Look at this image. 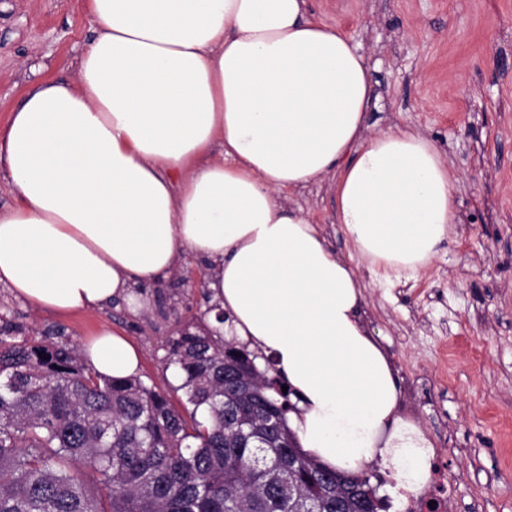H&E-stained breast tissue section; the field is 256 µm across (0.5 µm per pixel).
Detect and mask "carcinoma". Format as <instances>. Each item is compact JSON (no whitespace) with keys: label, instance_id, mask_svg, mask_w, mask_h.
Masks as SVG:
<instances>
[{"label":"carcinoma","instance_id":"carcinoma-1","mask_svg":"<svg viewBox=\"0 0 512 512\" xmlns=\"http://www.w3.org/2000/svg\"><path fill=\"white\" fill-rule=\"evenodd\" d=\"M21 333L0 316V512H384L369 476L303 453L285 382L207 325L166 341L181 411Z\"/></svg>","mask_w":512,"mask_h":512}]
</instances>
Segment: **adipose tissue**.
I'll list each match as a JSON object with an SVG mask.
<instances>
[{
	"mask_svg": "<svg viewBox=\"0 0 512 512\" xmlns=\"http://www.w3.org/2000/svg\"><path fill=\"white\" fill-rule=\"evenodd\" d=\"M75 77L33 87L0 130V288L67 314L170 278L185 257L231 333L293 391L288 425L322 466L393 471L397 507L434 442L403 417L364 285L293 191L327 183L360 259L418 271L457 222L458 179L412 130L369 134L364 58L308 0H88ZM223 151L213 156L211 147ZM84 356L125 378L140 356L105 329Z\"/></svg>",
	"mask_w": 512,
	"mask_h": 512,
	"instance_id": "1",
	"label": "adipose tissue"
}]
</instances>
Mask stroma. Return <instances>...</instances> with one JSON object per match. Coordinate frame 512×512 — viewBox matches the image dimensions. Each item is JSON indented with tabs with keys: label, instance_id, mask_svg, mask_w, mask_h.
Segmentation results:
<instances>
[{
	"label": "stroma",
	"instance_id": "35a3bbf8",
	"mask_svg": "<svg viewBox=\"0 0 512 512\" xmlns=\"http://www.w3.org/2000/svg\"><path fill=\"white\" fill-rule=\"evenodd\" d=\"M343 26L363 55L370 133L412 129L456 173L461 219L418 273L384 279L367 264L366 326L389 357L404 416L448 451L458 512H512V0H309ZM93 36L85 0H0V128L27 92L67 81ZM337 252L353 246L334 223L325 186L299 189ZM187 259L167 280L140 288L141 307L118 300L67 316L35 311L0 288V314L26 338L77 346L97 331L123 332L141 355L146 385L184 400L166 367L165 341L199 322L209 303Z\"/></svg>",
	"mask_w": 512,
	"mask_h": 512
}]
</instances>
